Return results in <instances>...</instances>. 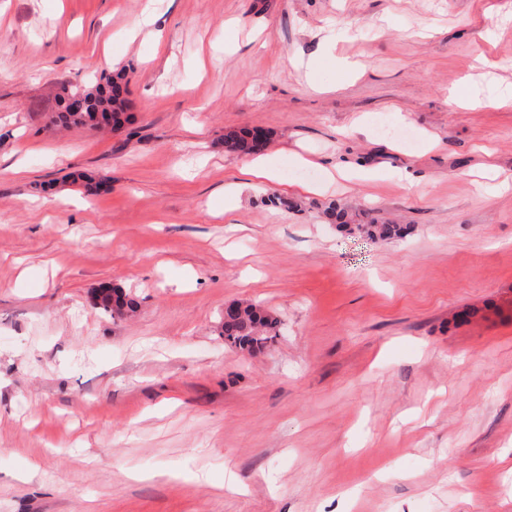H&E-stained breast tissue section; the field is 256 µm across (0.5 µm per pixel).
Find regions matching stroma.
Wrapping results in <instances>:
<instances>
[{"instance_id": "35a3bbf8", "label": "stroma", "mask_w": 512, "mask_h": 512, "mask_svg": "<svg viewBox=\"0 0 512 512\" xmlns=\"http://www.w3.org/2000/svg\"><path fill=\"white\" fill-rule=\"evenodd\" d=\"M143 5L0 0V512H512V0ZM119 70L122 133L53 124ZM267 143L256 129L230 128L224 131V150L230 154H255L261 152ZM357 228L371 240L390 241L404 237L407 228L401 224H389L371 218L367 224H357ZM113 293L117 295L116 305H113ZM103 312L112 317L123 318L137 312L138 301L128 291L118 286H112L111 291L102 295L100 302L95 303ZM228 305L235 314L224 318L221 335L225 345L252 354L279 336L281 320L276 314L248 302Z\"/></svg>"}]
</instances>
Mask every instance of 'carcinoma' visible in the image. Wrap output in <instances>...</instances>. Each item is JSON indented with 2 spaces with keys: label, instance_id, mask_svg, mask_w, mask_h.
<instances>
[{
  "label": "carcinoma",
  "instance_id": "carcinoma-1",
  "mask_svg": "<svg viewBox=\"0 0 512 512\" xmlns=\"http://www.w3.org/2000/svg\"><path fill=\"white\" fill-rule=\"evenodd\" d=\"M128 84L125 74L118 71L104 75L91 87L77 90L63 100L60 120L66 125L101 129L108 127L120 131L127 120L126 104ZM109 120L107 125L99 122L98 116ZM267 140L256 129L230 128L224 131V151L230 154L249 155L262 151ZM357 228L371 240L390 241L401 239L406 228L400 224H389L376 218ZM97 307L114 317L122 318L137 312L138 301L128 291L114 286L102 295ZM235 314L224 320L221 335L224 344L250 354L261 350L279 336V317L253 303L233 302Z\"/></svg>",
  "mask_w": 512,
  "mask_h": 512
}]
</instances>
